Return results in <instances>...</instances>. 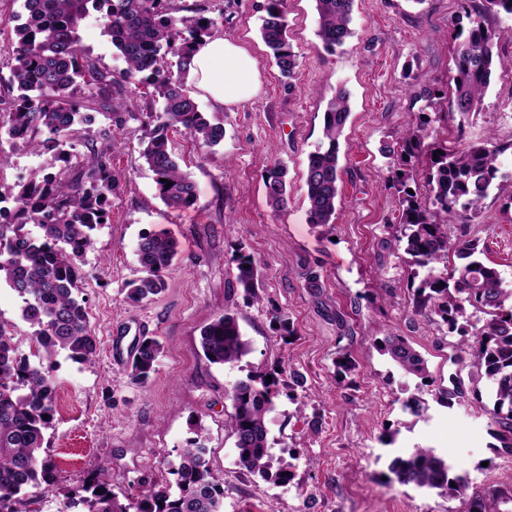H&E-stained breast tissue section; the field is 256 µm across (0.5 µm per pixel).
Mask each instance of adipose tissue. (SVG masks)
<instances>
[{"mask_svg": "<svg viewBox=\"0 0 512 512\" xmlns=\"http://www.w3.org/2000/svg\"><path fill=\"white\" fill-rule=\"evenodd\" d=\"M191 73L203 97L218 108L253 99L261 86L255 56L228 37L204 39L193 54Z\"/></svg>", "mask_w": 512, "mask_h": 512, "instance_id": "obj_1", "label": "adipose tissue"}]
</instances>
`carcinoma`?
I'll return each instance as SVG.
<instances>
[{"instance_id":"carcinoma-1","label":"carcinoma","mask_w":512,"mask_h":512,"mask_svg":"<svg viewBox=\"0 0 512 512\" xmlns=\"http://www.w3.org/2000/svg\"><path fill=\"white\" fill-rule=\"evenodd\" d=\"M316 36L334 51L354 36L350 28L354 0H315ZM460 11L451 21L454 75L450 110L416 117L417 129L385 150L392 182L402 193L398 242L404 243L405 262L420 278L413 294L412 315L437 317L458 336L453 361L470 368L471 375L492 383L490 412L492 448L512 454V289L503 287L498 270L484 263L479 240L466 230L448 234V225L468 223L481 212L499 171V156L512 143L494 138L480 145L450 150L429 143L432 123L454 113L466 114L481 104L493 68L505 65L494 57L492 22L512 17V0H458ZM288 0H264L260 35L281 76L294 77L297 54L288 36ZM25 22L15 28L10 42L7 93L0 94V130L21 134L24 142L53 143L58 171L41 169L15 190H0V203L14 211L0 221V280L21 300L20 315L32 328L35 351L18 350L12 335L0 325V512H19L32 489H46L58 479L47 453L44 432L53 420L56 386L53 357L66 352L76 363L97 355L86 300L80 296L89 272L83 258L93 247V231L110 223L112 194L119 180L112 171V128L139 122L140 156L145 160L161 201L172 209L197 202V187L171 149V133L180 131L198 147L210 150L224 140V125L211 122L184 78L191 64V46L217 32L218 22L197 12L184 15L176 0H23ZM100 14L104 32L127 65L123 82L90 57L81 47L78 28L90 11ZM152 88L154 106L131 111L120 95L125 86ZM350 94L340 88L324 112L325 143L308 157L305 184L308 221L333 228L343 170L340 138L350 116ZM96 111L108 126L99 133L102 143L81 140L77 126ZM83 142L90 161L83 165L76 143ZM440 150L442 154L433 156ZM426 159L425 195L408 194L415 162ZM287 169L276 162L266 171L264 187L271 206L282 211L288 204ZM171 186H165V182ZM178 254L175 239L146 235L138 244L143 276L128 284L125 299L138 304L166 288L165 270ZM461 260L448 270V258ZM235 284L244 296L261 301L259 272L245 253L234 257ZM380 350L407 373L430 377L427 363L402 336L385 333ZM206 359L233 365L250 353L235 315L226 312L206 325L200 336ZM161 343L139 340L131 376L143 385L155 371ZM272 380H267V377ZM281 372L249 374L227 391L231 401L230 435L240 463L249 472L274 484L287 483L291 473L273 465L267 418L281 393ZM207 448L196 438L168 462L174 482L151 488L125 502L112 493L104 473L89 479L76 501L86 512H223L224 485L211 474ZM400 484L435 489L450 498L469 501L467 512H499L506 497L489 486L468 493L462 476L450 473L447 461L431 448H416L393 462Z\"/></svg>"}]
</instances>
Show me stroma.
Returning <instances> with one entry per match:
<instances>
[{
  "label": "stroma",
  "instance_id": "obj_1",
  "mask_svg": "<svg viewBox=\"0 0 512 512\" xmlns=\"http://www.w3.org/2000/svg\"><path fill=\"white\" fill-rule=\"evenodd\" d=\"M223 18V34L242 41L257 58L258 96L216 108L198 99L200 111L224 126L223 142L202 151L184 134L171 136L181 168L195 181L196 204L168 209L153 173L139 157L140 133L129 121L117 133L112 165L120 185L112 196V220L93 233L85 255L90 277L82 288L99 348L93 361L54 359L57 399L45 432L60 475L56 486L23 505L21 512H67L93 472H106L119 499L138 497L167 475V463L194 435H201L208 465L224 485V512H464L457 499L403 485L389 470L393 458L432 448L452 474L471 489L512 490V454L492 448L489 380L474 383L450 357L455 335L445 325L412 316L411 269L396 242L400 195L388 178L384 147L410 132L423 86L447 90L453 66L448 22L457 0H355L353 37L341 49H324L316 35L315 0H288L291 43L298 55L293 81L267 56L259 36L263 0H177ZM85 51L112 72L125 63L103 30L98 13L80 23ZM351 93V114L341 143L344 168L334 229L309 223L305 172L309 153L323 140V118L338 88ZM512 141V75L494 69L482 107L440 123L438 139L460 148L488 138ZM0 183L25 181L50 167L47 148L20 143L0 152ZM288 169L286 210L267 201L264 178L273 162ZM472 237L487 247L485 262L512 289V153L483 202ZM145 234L174 237L179 253L165 272L166 289L133 305L127 282L142 274L138 244ZM250 254L261 279L260 303L244 300L232 282L237 253ZM315 267L320 291L305 288ZM234 313L251 351L238 363H210L200 331L224 312ZM0 325L21 352L33 348L20 302L0 287ZM126 343L156 338L163 346L147 384L135 383L129 361L108 357L113 332ZM404 336L426 360L421 380L399 368L374 341L385 332ZM356 363L340 377L342 356ZM296 371L304 384L280 395L268 416L277 461L292 480L275 485L239 462L226 423L232 412L226 391L249 373ZM462 383L453 407L433 392ZM428 410L414 417L402 408L412 396Z\"/></svg>",
  "mask_w": 512,
  "mask_h": 512
}]
</instances>
